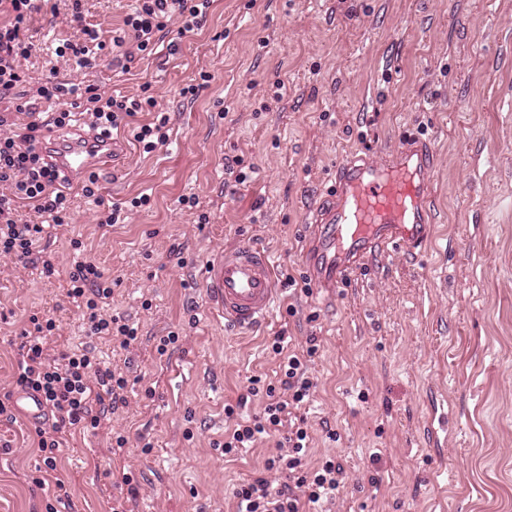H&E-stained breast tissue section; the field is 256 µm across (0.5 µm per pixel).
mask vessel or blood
<instances>
[{"mask_svg":"<svg viewBox=\"0 0 512 512\" xmlns=\"http://www.w3.org/2000/svg\"><path fill=\"white\" fill-rule=\"evenodd\" d=\"M119 141L80 129L49 134L45 152L69 180L112 158ZM433 152L426 141L402 139L390 158L353 154L339 163L322 202L307 218L302 263L316 295L331 300L377 254H421L431 235ZM209 310L225 325L266 322L280 290L267 252L243 244L209 261L203 276Z\"/></svg>","mask_w":512,"mask_h":512,"instance_id":"obj_1","label":"vessel or blood"}]
</instances>
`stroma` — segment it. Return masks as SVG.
Returning a JSON list of instances; mask_svg holds the SVG:
<instances>
[{
	"instance_id": "obj_1",
	"label": "stroma",
	"mask_w": 512,
	"mask_h": 512,
	"mask_svg": "<svg viewBox=\"0 0 512 512\" xmlns=\"http://www.w3.org/2000/svg\"><path fill=\"white\" fill-rule=\"evenodd\" d=\"M76 1L102 31L135 6L37 0L23 69L155 107L119 127L94 196L73 186L68 226L27 265L0 256V396L18 393L21 334L38 318L55 323L49 354L89 352L127 379V402L94 406L98 428L66 436L62 503L37 482L34 424L0 415V512H234V486L280 437L225 456L224 406L262 413L247 386L274 379L276 336L291 352L315 340L316 392L298 412L309 463L332 457L346 472L312 512H512V0H210L198 29L170 26L130 65L107 56L87 68L57 52L74 38ZM158 114L167 140L147 153L133 129ZM408 134L434 150L429 250L373 257L326 304L289 286L305 277L306 218L336 163L385 158ZM115 205L122 219L106 225ZM77 241L112 284L106 314L136 327L130 346L87 335L68 298ZM240 243L271 255L281 288L249 332L213 317L202 286L207 263ZM120 436L123 452L109 455Z\"/></svg>"
}]
</instances>
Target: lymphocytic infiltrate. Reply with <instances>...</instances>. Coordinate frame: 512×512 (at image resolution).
<instances>
[{"instance_id":"obj_1","label":"lymphocytic infiltrate","mask_w":512,"mask_h":512,"mask_svg":"<svg viewBox=\"0 0 512 512\" xmlns=\"http://www.w3.org/2000/svg\"><path fill=\"white\" fill-rule=\"evenodd\" d=\"M32 8L33 0H0V11L10 16L9 24L0 26V184L5 187L0 193V255L18 263L29 261L45 226L57 227L70 218L69 199L61 189L66 178L38 149L46 124L39 116V103L58 105L51 121L58 127L70 125L77 117V108H85L92 116L93 128L106 136L124 119L151 111L155 106L150 97L117 98L99 93L94 85L52 79L39 83L35 99L12 101L13 90L29 79L21 61L33 49L24 37ZM204 16L205 6L200 0H141L126 18L127 26L134 32V39L129 42L124 35L84 26L81 9L76 6L67 23L78 29L80 38L66 43L65 48L82 67L91 65L109 45L123 49L125 59L131 61L138 53L152 52L155 33L175 22L181 31H193ZM19 114L28 115V122L17 123L15 117ZM21 202L33 204L38 213L46 216V224L19 223L17 205ZM69 278L68 296L85 308L89 335L114 333L127 344L135 340L134 327L114 316L103 317L102 310L112 298V288L94 262L76 261ZM53 329V322H38L33 330L25 332L15 383L21 389L38 393L54 418L50 428L37 429L36 437L44 471L51 474L55 499L61 502L70 497V483L57 472L56 450L66 433L97 426L93 404L125 403L127 381L82 352L49 356L45 339ZM272 350L282 357L277 383L263 385L254 379L247 388L249 395H265L263 413L248 424L238 425L225 439L223 448L229 454L253 447L260 438L279 432L280 428H287L288 433L282 449L267 459L263 470L234 488L236 512H304L307 505L335 496L345 480L342 465L333 459L309 468L308 429L303 424L288 422L292 409L313 396L315 385L306 374V362L309 355L315 354V347L288 354L283 337L278 336L272 342Z\"/></svg>"}]
</instances>
